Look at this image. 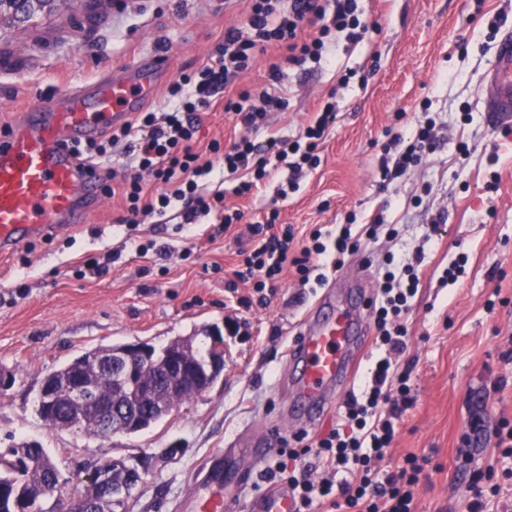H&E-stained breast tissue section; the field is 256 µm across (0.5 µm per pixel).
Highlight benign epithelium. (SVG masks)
I'll return each mask as SVG.
<instances>
[{
  "instance_id": "7a95c632",
  "label": "benign epithelium",
  "mask_w": 512,
  "mask_h": 512,
  "mask_svg": "<svg viewBox=\"0 0 512 512\" xmlns=\"http://www.w3.org/2000/svg\"><path fill=\"white\" fill-rule=\"evenodd\" d=\"M194 350L173 339L165 346L153 348L142 341L130 342L119 348L103 347L90 354L88 363L59 381L43 379L38 393L39 404L48 408L63 401L68 412L57 418V428L78 430L87 423L99 430V438L109 440L129 432L127 409H120L95 397L97 383L105 376L117 386L120 395L137 402H153L171 414L183 404L179 394L198 380L215 382L224 371V339L219 333L211 336L207 354L193 357ZM164 374L160 386L141 385V374L147 367ZM148 464L137 466L122 459L105 460L95 466L74 495H56L58 503L66 504L63 512H81L80 506L95 505L100 512H128L134 487L143 483Z\"/></svg>"
}]
</instances>
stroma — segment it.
<instances>
[{
	"mask_svg": "<svg viewBox=\"0 0 512 512\" xmlns=\"http://www.w3.org/2000/svg\"><path fill=\"white\" fill-rule=\"evenodd\" d=\"M358 8L372 24L364 40L340 42L330 63L283 66L288 107L251 133L260 142L272 133L296 138L335 96L321 162L303 171L287 198L276 194L290 175L283 165L248 197L224 183L226 206L240 208L244 221L219 234L212 215L181 228L128 224L121 200L104 195L87 223L0 257V371L12 377L0 391V452L38 443L62 478L76 481L106 459L134 465L150 457L129 512H195L197 497L226 492L259 512L271 486L266 462L252 458L249 445L299 433L286 414L288 348L325 293L301 287L292 273L261 294L236 281L246 225L276 209L298 249L316 226L336 232L383 217L378 240L346 254L344 274L377 283L389 255L415 267L410 339L398 362L415 366L416 405L389 459L428 460L415 512H462L470 480L456 450L472 414L484 419L473 468L500 465L497 432L501 421L512 423V129L490 126L484 99L497 44L512 31V0H358ZM246 19L245 0H75L50 19L0 29V127L39 101L155 54L167 56L168 69L146 106L159 109L168 87ZM284 54L274 45L258 53L227 94L259 95ZM345 73L351 80L343 86ZM425 109L436 121V149L382 186L383 144L392 133L413 136ZM196 124L201 151L241 133L220 100L197 113ZM147 242L152 250L140 255L138 244ZM110 254L106 274L85 272L88 258ZM456 263L462 274L444 281ZM229 320L235 333L225 330ZM215 332L224 335L223 373L146 430L102 440L49 428L38 414L43 378L85 351L137 340L159 348L176 337L201 350ZM230 457L252 473L246 491L211 479Z\"/></svg>",
	"mask_w": 512,
	"mask_h": 512,
	"instance_id": "35a3bbf8",
	"label": "stroma"
}]
</instances>
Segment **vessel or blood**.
Listing matches in <instances>:
<instances>
[{
	"instance_id": "1",
	"label": "vessel or blood",
	"mask_w": 512,
	"mask_h": 512,
	"mask_svg": "<svg viewBox=\"0 0 512 512\" xmlns=\"http://www.w3.org/2000/svg\"><path fill=\"white\" fill-rule=\"evenodd\" d=\"M161 71L160 58H143L25 112L0 145V255L85 223L96 211L102 194L98 173L71 147L124 124L152 95ZM486 83L490 124L512 126V36L500 40ZM340 283L348 288L346 300L330 292L309 310L288 355L290 412L307 423L324 413L328 392L354 375L369 334L362 312L365 286L345 277Z\"/></svg>"
}]
</instances>
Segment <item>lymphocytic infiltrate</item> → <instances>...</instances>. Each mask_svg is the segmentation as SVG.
I'll return each instance as SVG.
<instances>
[{
  "label": "lymphocytic infiltrate",
  "mask_w": 512,
  "mask_h": 512,
  "mask_svg": "<svg viewBox=\"0 0 512 512\" xmlns=\"http://www.w3.org/2000/svg\"><path fill=\"white\" fill-rule=\"evenodd\" d=\"M312 35H304V27ZM369 25L358 11L357 0H247V20L225 31L224 41L215 53L193 73L172 83L167 90L165 110L136 113L128 123L113 128L102 140L78 145L79 158L103 165L101 180L107 195H120L128 212L155 224L168 223L172 210H179L187 224L217 210L225 226L240 223V211L224 207V193L204 194L199 182L211 175L221 181H234V192L243 196L257 191L271 171V161L289 164L294 171L316 167L317 149L334 122L335 106L325 103L313 124L297 138L269 137L257 143L242 137L231 147L219 140L207 146L209 160H202L195 149L197 128L193 117L212 105L217 94L253 64L259 51L269 44L285 48L287 63L330 59L339 39L357 42ZM249 92L225 96V112L234 114L246 128L257 127L267 112L281 110L285 98L262 92L260 106H248ZM434 121H421L414 137L393 136L379 166L382 181L419 163L433 150ZM132 157L128 174L118 175L108 168L113 154ZM154 183L156 191L147 194L145 186ZM274 219L250 225L258 244L247 252L242 270L236 276L253 281L255 288L279 279L287 266H294L301 285H323L327 270H341L344 255L352 249L349 226H342L331 243H324L321 229H313L310 242L294 249V234L273 232ZM414 269L398 272L388 268L378 282V305L374 316V342L377 351L356 392L343 403L340 427L316 444L280 450L279 460L265 472L267 480L286 487L294 512H311L315 501L340 499L346 512H412L414 488L423 471L417 456H407L393 470L382 469L388 450L405 413L416 397L412 391L413 365H398L396 358L408 341L406 319L417 290Z\"/></svg>",
  "instance_id": "1"
}]
</instances>
